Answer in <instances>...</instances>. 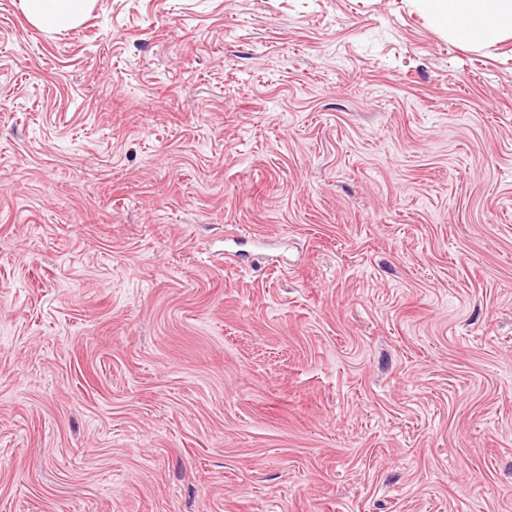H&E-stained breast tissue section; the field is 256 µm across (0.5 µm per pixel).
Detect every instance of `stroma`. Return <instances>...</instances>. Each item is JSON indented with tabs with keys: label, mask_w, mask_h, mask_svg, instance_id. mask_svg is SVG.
I'll return each instance as SVG.
<instances>
[{
	"label": "stroma",
	"mask_w": 512,
	"mask_h": 512,
	"mask_svg": "<svg viewBox=\"0 0 512 512\" xmlns=\"http://www.w3.org/2000/svg\"><path fill=\"white\" fill-rule=\"evenodd\" d=\"M0 512H512V36L0 0ZM93 0H20V9L32 25L47 32L79 26L88 16Z\"/></svg>",
	"instance_id": "obj_1"
}]
</instances>
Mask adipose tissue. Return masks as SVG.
I'll return each instance as SVG.
<instances>
[{
    "instance_id": "adipose-tissue-1",
    "label": "adipose tissue",
    "mask_w": 512,
    "mask_h": 512,
    "mask_svg": "<svg viewBox=\"0 0 512 512\" xmlns=\"http://www.w3.org/2000/svg\"><path fill=\"white\" fill-rule=\"evenodd\" d=\"M93 0H19L32 25L47 32L79 26ZM433 21L460 46L492 45L512 34V0H422Z\"/></svg>"
}]
</instances>
